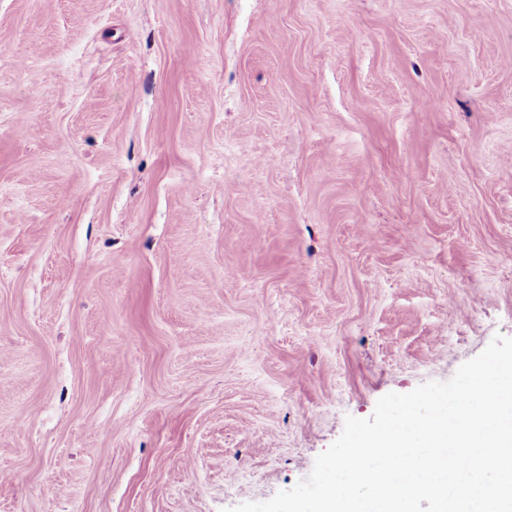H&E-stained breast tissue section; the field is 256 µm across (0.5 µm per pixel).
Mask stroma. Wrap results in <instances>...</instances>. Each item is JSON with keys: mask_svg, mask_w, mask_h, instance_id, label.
<instances>
[{"mask_svg": "<svg viewBox=\"0 0 512 512\" xmlns=\"http://www.w3.org/2000/svg\"><path fill=\"white\" fill-rule=\"evenodd\" d=\"M512 337V0H0V512H227Z\"/></svg>", "mask_w": 512, "mask_h": 512, "instance_id": "35a3bbf8", "label": "stroma"}]
</instances>
